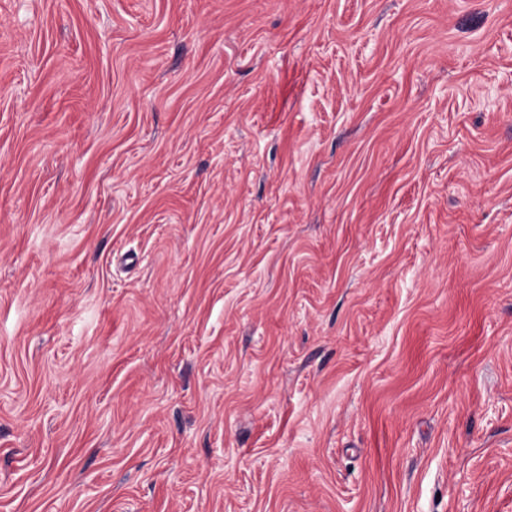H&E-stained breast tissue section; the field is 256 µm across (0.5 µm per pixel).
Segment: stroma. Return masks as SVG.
Returning a JSON list of instances; mask_svg holds the SVG:
<instances>
[{
    "instance_id": "1",
    "label": "stroma",
    "mask_w": 512,
    "mask_h": 512,
    "mask_svg": "<svg viewBox=\"0 0 512 512\" xmlns=\"http://www.w3.org/2000/svg\"><path fill=\"white\" fill-rule=\"evenodd\" d=\"M0 512H512V0H0Z\"/></svg>"
}]
</instances>
